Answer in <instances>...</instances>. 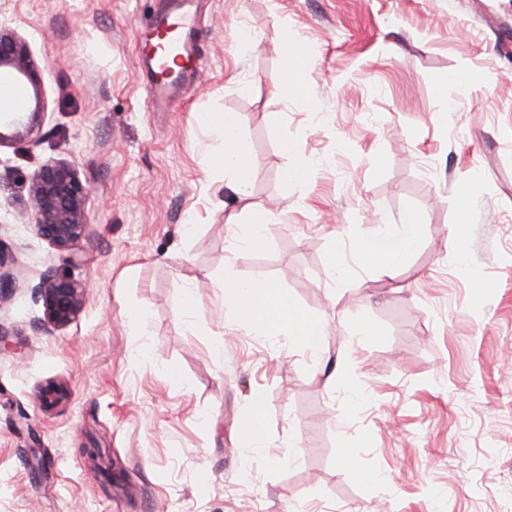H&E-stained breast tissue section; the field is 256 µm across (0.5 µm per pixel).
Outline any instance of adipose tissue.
<instances>
[{
	"label": "adipose tissue",
	"instance_id": "obj_1",
	"mask_svg": "<svg viewBox=\"0 0 512 512\" xmlns=\"http://www.w3.org/2000/svg\"><path fill=\"white\" fill-rule=\"evenodd\" d=\"M207 124L222 136L223 150L214 159L224 174V185L239 198L248 196V151L243 143L237 117L230 112L208 115ZM423 226L420 215L412 214L401 230H384L361 240L362 257L373 263L382 274H392L399 260L418 241ZM224 305L238 321L252 325L258 335L270 333L288 341L302 343L305 335H321L322 323L303 311L288 308L275 285L243 282L232 272L224 274Z\"/></svg>",
	"mask_w": 512,
	"mask_h": 512
}]
</instances>
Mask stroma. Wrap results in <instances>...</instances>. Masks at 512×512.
Returning a JSON list of instances; mask_svg holds the SVG:
<instances>
[{"mask_svg":"<svg viewBox=\"0 0 512 512\" xmlns=\"http://www.w3.org/2000/svg\"><path fill=\"white\" fill-rule=\"evenodd\" d=\"M198 2L195 73L153 112L136 27L168 0H0L47 112L46 138L0 149L17 279L0 295V512H512V0ZM286 70L304 86L282 98L268 78ZM208 112L238 116L247 199L211 164ZM52 159L93 188L73 255L24 220ZM293 165L308 179L284 180ZM254 208L273 213L265 248L235 249L225 220ZM411 213L417 246L379 275L357 242ZM50 267L89 286L59 330L26 286ZM229 268L321 319L318 352L227 316ZM338 364L361 398L330 380ZM51 385L66 396L47 409ZM258 402L261 456L242 438Z\"/></svg>","mask_w":512,"mask_h":512,"instance_id":"35a3bbf8","label":"stroma"}]
</instances>
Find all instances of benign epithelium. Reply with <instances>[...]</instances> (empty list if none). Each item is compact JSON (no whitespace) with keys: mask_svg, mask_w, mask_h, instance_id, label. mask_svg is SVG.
Returning a JSON list of instances; mask_svg holds the SVG:
<instances>
[{"mask_svg":"<svg viewBox=\"0 0 512 512\" xmlns=\"http://www.w3.org/2000/svg\"><path fill=\"white\" fill-rule=\"evenodd\" d=\"M9 75L31 86L27 111L0 116V147L21 141H37L43 132L46 112L41 78L28 44L10 29L0 27V75ZM91 193L74 163L49 160L33 175L29 187L28 223L36 234L60 253H74L87 225L86 201ZM43 311L39 327L62 329L82 310L86 286L69 275L48 269L29 284Z\"/></svg>","mask_w":512,"mask_h":512,"instance_id":"1","label":"benign epithelium"}]
</instances>
